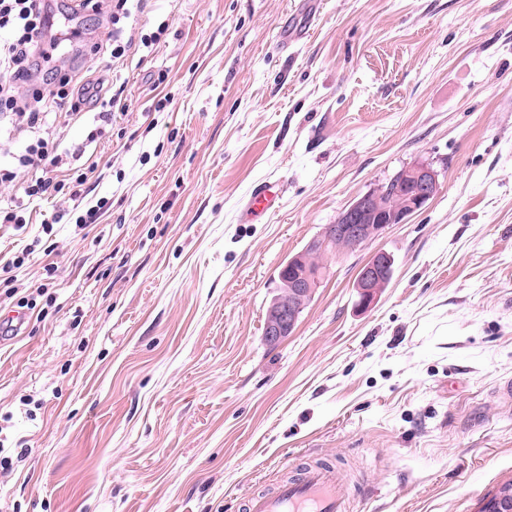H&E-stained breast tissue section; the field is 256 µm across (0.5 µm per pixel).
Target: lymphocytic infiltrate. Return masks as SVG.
<instances>
[{
    "instance_id": "f902f5d3",
    "label": "lymphocytic infiltrate",
    "mask_w": 512,
    "mask_h": 512,
    "mask_svg": "<svg viewBox=\"0 0 512 512\" xmlns=\"http://www.w3.org/2000/svg\"><path fill=\"white\" fill-rule=\"evenodd\" d=\"M44 0H0V113L9 126H0V138L12 140L15 131L32 132L24 151L15 155L10 167L0 166V184L13 182L19 171H27L26 196L40 198L62 193L66 184L48 174L62 160L57 145L39 137L47 115L28 101L25 87L41 56L46 28Z\"/></svg>"
}]
</instances>
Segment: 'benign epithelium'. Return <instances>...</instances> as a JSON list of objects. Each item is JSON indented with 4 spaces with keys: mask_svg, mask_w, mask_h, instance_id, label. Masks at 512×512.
<instances>
[{
    "mask_svg": "<svg viewBox=\"0 0 512 512\" xmlns=\"http://www.w3.org/2000/svg\"><path fill=\"white\" fill-rule=\"evenodd\" d=\"M439 175L427 164H415L404 168L395 181V188L379 186L353 201L339 215L336 223L328 225L322 236L313 240L307 251L323 256L329 246L353 249L366 241L378 237L392 224L402 223L406 217L420 210L439 191ZM400 195L405 200L406 210L399 213L382 206L389 192ZM288 277V304L280 307L271 316L264 329L265 340L277 345L294 330L297 311L314 285L309 276L302 275L296 267H290ZM392 276V260L385 252L375 253L360 269L356 288L360 304L370 306L378 293ZM484 512H512V488L500 487L483 505Z\"/></svg>",
    "mask_w": 512,
    "mask_h": 512,
    "instance_id": "benign-epithelium-1",
    "label": "benign epithelium"
}]
</instances>
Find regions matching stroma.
<instances>
[{"label": "stroma", "mask_w": 512, "mask_h": 512, "mask_svg": "<svg viewBox=\"0 0 512 512\" xmlns=\"http://www.w3.org/2000/svg\"><path fill=\"white\" fill-rule=\"evenodd\" d=\"M302 2L131 0L116 24L113 0H46L58 46L28 94L42 137L87 145L57 178L96 170L76 198L0 185L27 220L0 257L35 246L13 285L48 288L0 338V512H243L316 457L345 465L349 512H480L512 481V0ZM64 76L129 104L95 142ZM416 163L434 198L326 254L268 346L280 267ZM261 181L279 199L249 222ZM378 251L394 272L364 308ZM392 260L385 252L375 253L360 269L356 286L360 304L370 306L392 276Z\"/></svg>", "instance_id": "1"}]
</instances>
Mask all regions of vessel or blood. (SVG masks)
Instances as JSON below:
<instances>
[{
    "instance_id": "1",
    "label": "vessel or blood",
    "mask_w": 512,
    "mask_h": 512,
    "mask_svg": "<svg viewBox=\"0 0 512 512\" xmlns=\"http://www.w3.org/2000/svg\"><path fill=\"white\" fill-rule=\"evenodd\" d=\"M277 201L267 182L252 188L244 210L246 220L260 218ZM246 512H347L344 475L340 467L315 462L299 478L288 479L272 492L252 495L245 503Z\"/></svg>"
}]
</instances>
